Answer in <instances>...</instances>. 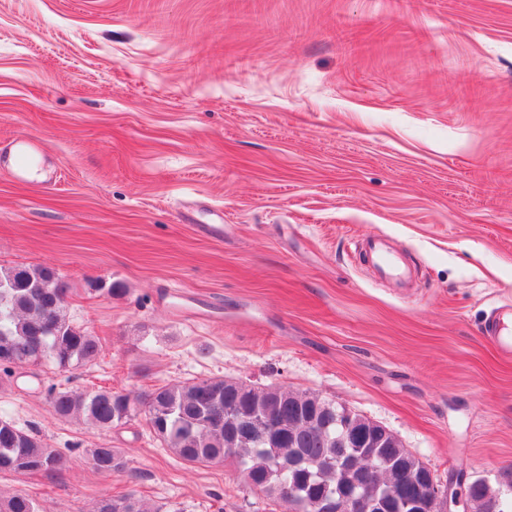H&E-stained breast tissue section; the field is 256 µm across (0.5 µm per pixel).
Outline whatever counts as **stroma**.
Here are the masks:
<instances>
[{
	"mask_svg": "<svg viewBox=\"0 0 512 512\" xmlns=\"http://www.w3.org/2000/svg\"><path fill=\"white\" fill-rule=\"evenodd\" d=\"M20 140L40 178L15 177ZM375 236L417 264L411 295L354 253ZM21 264L65 275L104 353L0 388L67 458L0 474L2 493L283 512L234 461L190 465L143 420L101 431L46 400L214 376L318 394L440 485L498 486L512 357L480 329L512 302V0H0V265ZM99 443L125 473L87 463ZM85 456L92 468L100 472L123 473L128 468L122 451L107 444H96L92 448H86Z\"/></svg>",
	"mask_w": 512,
	"mask_h": 512,
	"instance_id": "stroma-1",
	"label": "stroma"
}]
</instances>
